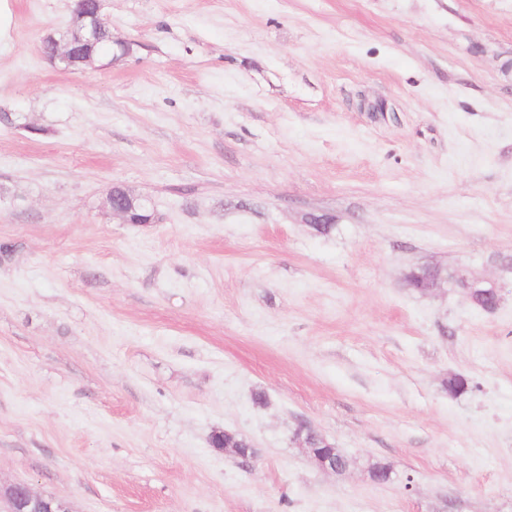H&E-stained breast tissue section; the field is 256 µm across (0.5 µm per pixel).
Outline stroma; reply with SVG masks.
<instances>
[{
    "instance_id": "obj_1",
    "label": "stroma",
    "mask_w": 512,
    "mask_h": 512,
    "mask_svg": "<svg viewBox=\"0 0 512 512\" xmlns=\"http://www.w3.org/2000/svg\"><path fill=\"white\" fill-rule=\"evenodd\" d=\"M9 6L0 487L69 512H512V0H104L132 50L80 73L40 51L69 0ZM115 183L154 223L112 215ZM418 267L442 276L417 291ZM461 270L500 284L495 312ZM302 422L356 466L315 467ZM249 442L236 433L228 432L219 433L215 437V444L218 448H224V454L239 458H249L256 454L255 448H246Z\"/></svg>"
}]
</instances>
